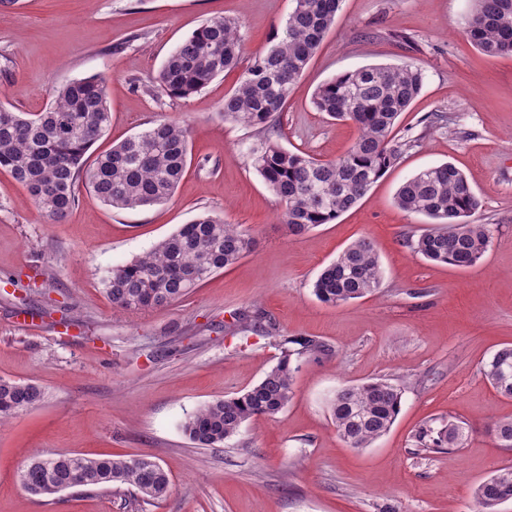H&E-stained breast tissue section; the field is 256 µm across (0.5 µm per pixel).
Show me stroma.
<instances>
[{
    "label": "stroma",
    "mask_w": 512,
    "mask_h": 512,
    "mask_svg": "<svg viewBox=\"0 0 512 512\" xmlns=\"http://www.w3.org/2000/svg\"><path fill=\"white\" fill-rule=\"evenodd\" d=\"M293 0H19L0 5V102L42 111L53 87L107 80L111 122L89 156L159 119L190 128L186 171L167 202L115 211L86 187L62 221L47 219L27 189L0 170V378L36 382L43 402L0 426V512H476L473 490L512 466V448L488 432L512 417V398L480 373L512 345V57L489 58L463 32L471 0H342L336 20L284 108L279 142L328 161L356 128L312 105L316 88L372 65L414 63L425 72L396 129V163L333 223L288 234L283 206L253 168L251 129L221 106L242 70L282 34ZM240 24L243 53L186 99L156 76L203 22ZM447 116L444 128L433 116ZM452 163L494 227L490 249L464 269L427 261L404 245L428 220L399 209L398 187ZM240 225L256 241L235 265L171 305L118 315L106 293L113 267L152 249L199 213ZM371 238L382 284L338 306L319 302L321 269L355 240ZM263 310L279 334L330 344V359L304 362L276 417L248 421L216 448L191 444L188 413L258 384L279 351L242 331ZM401 385L400 412L370 447L347 446L329 403L337 388L374 378ZM465 428L459 449L417 452L424 423ZM38 450L156 460L167 497L143 503L134 489L28 494L18 472Z\"/></svg>",
    "instance_id": "1"
}]
</instances>
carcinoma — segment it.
I'll list each match as a JSON object with an SVG mask.
<instances>
[{
	"mask_svg": "<svg viewBox=\"0 0 512 512\" xmlns=\"http://www.w3.org/2000/svg\"><path fill=\"white\" fill-rule=\"evenodd\" d=\"M281 36L254 57L237 87L224 96V119L257 131L249 156L255 170L283 205L282 223L292 236L335 221L353 208L398 159L399 116L420 94L425 74L415 65H372L341 74L318 87L317 111L351 122L358 135L349 150L331 161L290 151L276 129L292 86L302 76L335 22L341 0H294ZM468 39L487 56H512V0H473L465 23ZM241 50L233 19L209 20L180 43L160 70L157 82L171 98H188L236 66ZM105 81L74 79L53 89L42 112H16L0 104V169L25 186L40 210L62 220L76 204L80 183L105 205L118 210L146 208L168 200L188 158L189 130L160 120L88 162L86 153L110 123ZM395 203L407 213L434 221L406 244L427 260L469 267L491 246L493 228L475 215L481 202L463 172L450 163L425 168L400 185ZM254 238L236 224L209 213L181 225L147 253L112 269L106 291L113 308L145 311L186 296L213 274L249 253ZM382 280L373 241L352 242L313 284L320 301L332 305L366 297ZM280 357L254 387L197 407L182 422L195 445L214 448L239 435L252 418L274 417L288 405L295 372L305 360L330 359L334 350L312 336H283ZM481 373L499 394L512 398V346L482 363ZM38 384L0 378V423L38 406ZM401 386L386 378L336 389L330 413L337 435L352 448H367L390 430L400 412ZM500 446L512 448V418L492 426ZM462 427L448 421L416 434L417 447L458 448ZM81 475L90 490L135 489L145 504L169 489L164 468L144 457H87L72 452H40L21 468L22 486L36 496L69 488ZM512 501V466L500 469L474 489L478 512Z\"/></svg>",
	"mask_w": 512,
	"mask_h": 512,
	"instance_id": "carcinoma-1",
	"label": "carcinoma"
}]
</instances>
